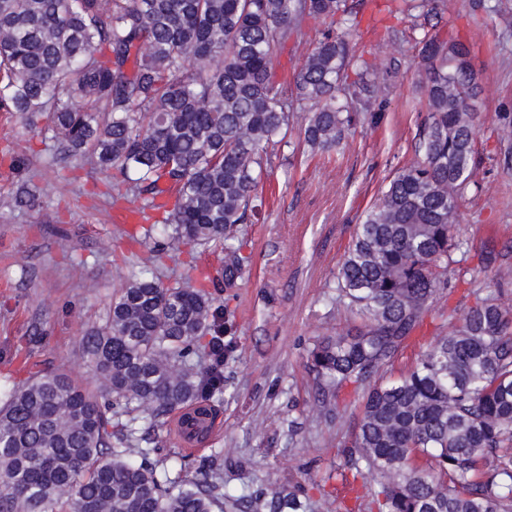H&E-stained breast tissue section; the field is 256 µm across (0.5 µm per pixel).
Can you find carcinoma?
<instances>
[{"instance_id": "obj_1", "label": "carcinoma", "mask_w": 512, "mask_h": 512, "mask_svg": "<svg viewBox=\"0 0 512 512\" xmlns=\"http://www.w3.org/2000/svg\"><path fill=\"white\" fill-rule=\"evenodd\" d=\"M362 0H0V112L30 129L47 120L51 163L112 173L113 206L133 205L146 246L158 224L173 250L224 254L165 286L149 249L80 349L97 385L35 373L0 404V512H214L224 481L151 457L150 435L179 408L216 416L224 392L225 307L210 287L242 276L237 226L259 219L269 149L290 119L330 152L363 118L379 120L385 76L355 56ZM444 0H420L413 29L427 118L418 158L357 225L336 273V302L363 320L308 350L320 390L340 405L363 393L340 451L370 484L377 512H512V304L477 296L448 314V334L394 378L436 296L448 288L456 226L474 184L480 86L469 45L432 33ZM310 20L321 37L284 88L276 49ZM16 207L39 197L21 184ZM167 214L155 221L158 212ZM241 512H306L294 491L227 497Z\"/></svg>"}]
</instances>
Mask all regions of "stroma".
<instances>
[{"instance_id":"obj_1","label":"stroma","mask_w":512,"mask_h":512,"mask_svg":"<svg viewBox=\"0 0 512 512\" xmlns=\"http://www.w3.org/2000/svg\"><path fill=\"white\" fill-rule=\"evenodd\" d=\"M445 17L439 34L456 22L482 88L477 186L463 201L457 237L472 255L468 275L476 288L512 298V0H446ZM362 23L385 35L354 36L356 55L382 66L399 60L381 118L358 128L339 153H310L295 137L275 147L266 207L234 239L243 274L220 294L235 349L207 445L183 452L167 427L155 453L167 464L180 459L190 474L214 462L225 491L238 497L302 486L309 512H344L331 475L359 405L350 403L340 418L333 404H318L307 353L353 325L351 311L334 300L337 269L363 212L414 161L426 117L408 20L390 16L385 0H367ZM51 146L44 133L0 113L1 392L56 370L93 384L80 340L103 323L121 284L140 270L127 260L135 249L129 233L112 221L108 176L82 164L50 165ZM24 181L39 206L12 204ZM487 246L503 253L501 268H478L473 255Z\"/></svg>"}]
</instances>
